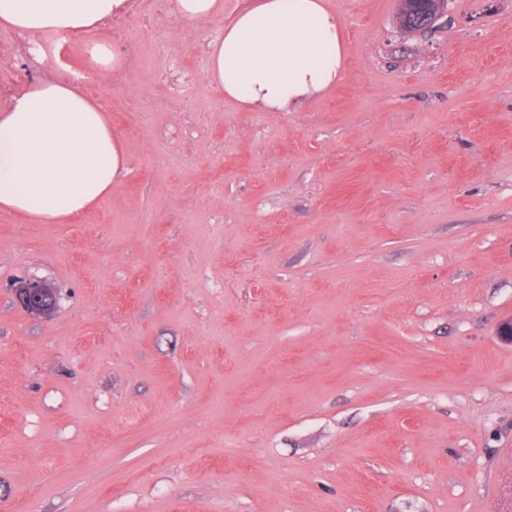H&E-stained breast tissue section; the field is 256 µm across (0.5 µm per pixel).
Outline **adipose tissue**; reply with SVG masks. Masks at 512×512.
Listing matches in <instances>:
<instances>
[{
    "instance_id": "ef3b65f1",
    "label": "adipose tissue",
    "mask_w": 512,
    "mask_h": 512,
    "mask_svg": "<svg viewBox=\"0 0 512 512\" xmlns=\"http://www.w3.org/2000/svg\"><path fill=\"white\" fill-rule=\"evenodd\" d=\"M128 0H0L16 32H81ZM345 46L324 0H255L208 47L207 77L249 109L286 112L336 86ZM126 169L120 137L82 87L42 81L0 109V210L45 222L111 194Z\"/></svg>"
}]
</instances>
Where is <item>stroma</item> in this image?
Returning <instances> with one entry per match:
<instances>
[{
  "instance_id": "35a3bbf8",
  "label": "stroma",
  "mask_w": 512,
  "mask_h": 512,
  "mask_svg": "<svg viewBox=\"0 0 512 512\" xmlns=\"http://www.w3.org/2000/svg\"><path fill=\"white\" fill-rule=\"evenodd\" d=\"M252 3L101 80L111 195L0 210V512H512V0H327L334 89L171 111ZM447 5L446 0H399V13L402 9L421 8L430 14L431 24H434L444 15ZM51 288L41 282H20L15 288L17 303L27 312L45 318L51 317L55 311L56 298H48V290ZM51 290L54 291L53 288ZM55 292V291H54Z\"/></svg>"
}]
</instances>
